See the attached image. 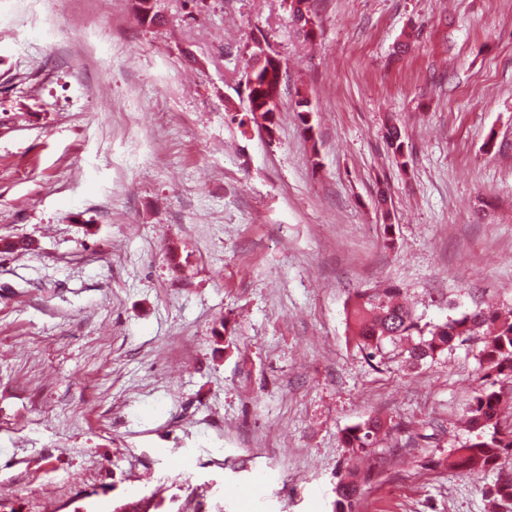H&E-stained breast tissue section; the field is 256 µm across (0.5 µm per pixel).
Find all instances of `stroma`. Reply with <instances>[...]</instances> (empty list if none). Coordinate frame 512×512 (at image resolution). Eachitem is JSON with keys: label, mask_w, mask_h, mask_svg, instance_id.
<instances>
[{"label": "stroma", "mask_w": 512, "mask_h": 512, "mask_svg": "<svg viewBox=\"0 0 512 512\" xmlns=\"http://www.w3.org/2000/svg\"><path fill=\"white\" fill-rule=\"evenodd\" d=\"M312 8L310 42L283 0H0V512H333L371 416L362 504L489 512L495 474L426 465L476 346L374 368L346 306L512 309V0ZM259 29L272 142L236 121ZM253 38L255 44L261 48V51H257L256 53H254V50L249 51V58L252 57L253 54L258 55L260 62L267 67L266 79L271 84V89L268 92L257 90L253 94L256 104H259L263 100L267 101V104L256 110V112H262L271 103L275 107H279L280 87L285 76V71L278 55L266 48L264 35L259 32L255 34ZM273 91L274 93H272ZM268 93L270 94L269 96H267ZM385 429V424L380 418L370 417L345 430L343 435L345 447L352 455L366 453L368 448L376 447Z\"/></svg>", "instance_id": "1"}]
</instances>
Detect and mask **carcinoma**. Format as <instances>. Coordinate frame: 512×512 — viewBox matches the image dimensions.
<instances>
[{
    "instance_id": "carcinoma-1",
    "label": "carcinoma",
    "mask_w": 512,
    "mask_h": 512,
    "mask_svg": "<svg viewBox=\"0 0 512 512\" xmlns=\"http://www.w3.org/2000/svg\"><path fill=\"white\" fill-rule=\"evenodd\" d=\"M387 146L404 169L408 159L400 130L393 126L385 134ZM348 331L368 360L384 356L388 344L402 345L405 365L418 369L433 362L453 345L486 328L479 351V388L466 408L470 436L448 457L428 462L433 468L445 465L469 475H479L503 465L512 458V421L501 418L499 405L512 391V310L501 312L490 306L451 317L443 324L421 323L399 288L382 292H358L346 307ZM385 431L378 417H370L348 427L343 435L345 447L357 455L375 447ZM334 512H356L360 481L354 476L340 479L335 488ZM492 510L512 504V478H502L485 491Z\"/></svg>"
}]
</instances>
